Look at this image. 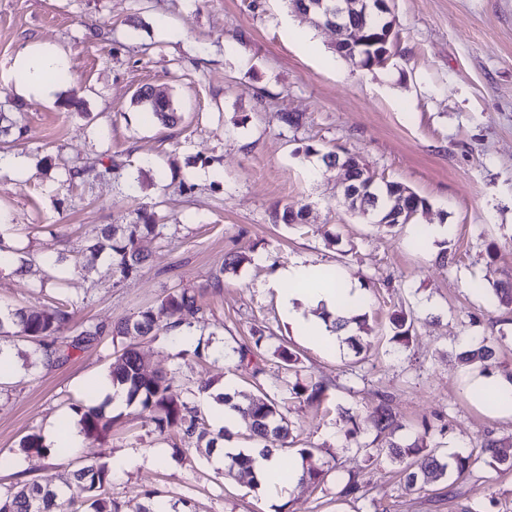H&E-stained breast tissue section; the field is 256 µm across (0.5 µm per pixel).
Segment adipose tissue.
I'll return each mask as SVG.
<instances>
[{
  "mask_svg": "<svg viewBox=\"0 0 512 512\" xmlns=\"http://www.w3.org/2000/svg\"><path fill=\"white\" fill-rule=\"evenodd\" d=\"M63 64L55 46H25L13 62L21 77L16 93L26 98H52L57 88L53 73ZM267 286L277 294L280 308L293 329L323 344L336 341L330 327L331 317L359 314L366 302L363 290L354 281L326 277L323 266L304 258L278 268ZM246 453L252 460V473L259 489L282 497L299 484L303 475L300 461H285L280 453L263 454L257 446L247 448Z\"/></svg>",
  "mask_w": 512,
  "mask_h": 512,
  "instance_id": "ef3b65f1",
  "label": "adipose tissue"
}]
</instances>
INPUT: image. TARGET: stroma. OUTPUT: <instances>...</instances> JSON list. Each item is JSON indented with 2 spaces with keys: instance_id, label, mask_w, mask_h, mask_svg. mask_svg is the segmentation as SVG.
I'll use <instances>...</instances> for the list:
<instances>
[{
  "instance_id": "35a3bbf8",
  "label": "stroma",
  "mask_w": 512,
  "mask_h": 512,
  "mask_svg": "<svg viewBox=\"0 0 512 512\" xmlns=\"http://www.w3.org/2000/svg\"><path fill=\"white\" fill-rule=\"evenodd\" d=\"M396 36L380 66L353 68L332 49L334 31L294 11L287 0H0V113H23L28 131L19 153L31 164L0 169V234L38 262L19 276L0 271V305L31 308L75 302V323L113 325L157 304L169 291L199 295L209 347L202 356L177 350L160 335L101 341L63 363L31 370L28 342H0L14 359L0 380V487L25 472L55 483L65 467L97 461L112 467V496L136 505L156 490L167 506L192 512H512V472L487 459L455 483L407 489L398 464L374 457L367 420L378 396L392 402L406 438L426 437L439 454L479 452L489 438L512 456V415L474 398L480 379L461 365L465 340L498 336L493 379L512 374V311L488 289L512 267V0H389ZM60 48L72 70L53 100L14 90L12 62L23 46ZM143 86L171 93L181 115L165 127L133 103ZM297 112L299 128L279 113ZM310 144L315 154H299ZM345 149L377 178L410 187L429 204L416 223L384 231L342 203L339 170L321 154ZM114 159L120 183L71 178L70 166ZM305 208L300 224L271 223L274 206ZM147 207L166 222L145 237L146 276L119 279L98 262L75 272L100 225L133 218ZM422 224H444L445 239L419 244ZM339 236L332 246L328 237ZM456 255L443 266L441 249ZM249 260L237 273L212 277L227 254ZM65 253L54 273L62 288L42 285L44 259ZM302 257L337 270L365 291V348L318 345L293 332L264 283ZM414 319V340H392L390 316ZM264 335L255 359L236 349L252 330ZM134 345L149 371L174 375L202 414L210 402L200 384L215 381L253 393L251 369L266 372L264 390L292 425L298 447L327 473L320 486L300 485L272 499L247 472L216 474L215 462L176 452L175 437L155 432L132 408L108 437L50 459L24 456L22 437L47 434L71 403L104 379L115 350ZM294 349L298 371L282 369L279 346ZM328 386L321 406L288 392L294 380ZM359 427L344 436L341 411ZM159 450L160 459L146 455ZM137 465L115 472L117 460ZM360 473L366 494L338 497L337 481Z\"/></svg>"
}]
</instances>
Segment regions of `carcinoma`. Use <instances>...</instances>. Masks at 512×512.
Listing matches in <instances>:
<instances>
[{"label":"carcinoma","mask_w":512,"mask_h":512,"mask_svg":"<svg viewBox=\"0 0 512 512\" xmlns=\"http://www.w3.org/2000/svg\"><path fill=\"white\" fill-rule=\"evenodd\" d=\"M352 22L364 29L367 37H373L377 31L393 26V21L385 20L382 15L367 11L352 18ZM134 103L143 106L164 126H173L181 116L173 105L172 98L164 92H155L151 87L140 88ZM326 167L339 164L353 169L357 157L347 151L328 152L322 155ZM120 164L113 159L84 165L73 170L74 177L104 178L119 173ZM363 180L374 182V189L381 194L382 213L379 228L391 230L390 218L400 207L401 201L415 200V212L427 206V201L418 196L409 187L395 181H377L370 170H365ZM164 224L157 212L141 208L136 212V219L126 224H107L100 228V236L85 248L86 262L75 267L80 274L89 273L95 262L106 258L112 270L121 279L138 277L145 268L146 256L141 253L139 243L146 236L162 235ZM247 261L243 253L228 254L224 266L213 276L221 280L226 272H236ZM11 262L14 272L24 274L33 259L29 252L10 244L0 234V263ZM492 292L497 304L512 307V274L492 285ZM203 308L198 303L195 292L188 289L174 290L164 296L158 307L147 306L140 309L131 318L112 327L114 336H152L161 331L177 328L191 330L198 321ZM166 315L168 322L159 324L160 315ZM74 303L58 300L53 303L30 309H10L0 313V339L22 337L32 344L30 365L49 367L66 361L70 351L80 349L100 339L106 331L102 323L82 324L73 327ZM392 342L406 347L413 337L414 321L402 312L392 317ZM458 357L466 366L479 369L480 373L490 375L497 367V351L493 342L482 339L462 350ZM114 386H122L127 391V403L136 405L145 422L154 425V430L161 434H180L184 439L196 442V451L210 459L221 454L224 445L225 429L216 432L210 430L207 419L191 406L184 392L176 384L174 377L157 372L147 373L143 370L141 357L132 347H126L114 356L107 374ZM200 391L217 404L241 414L249 423L252 436L260 439L272 438L286 441L290 437V427L285 416L280 412L276 399L266 393L247 395L239 391L233 393L220 390L208 383L200 386ZM327 388L322 384L307 385L295 382L289 392L297 399L314 404L323 400ZM71 411L78 418L80 432L88 438H98L109 433L116 419L105 414L102 406L80 401L71 404ZM372 426L378 432L389 431L393 435L401 429L396 416L389 405L382 401L369 415ZM19 451L25 455L56 457L65 454L64 448H52L44 443L38 433L24 436L19 444ZM302 460L303 482L318 486L325 482L327 472L310 463L312 452L308 448L296 449ZM481 454L488 456L505 470H512V459L500 454L498 442L488 440L482 445ZM386 456L393 463L403 466L405 483L415 488L442 479L458 478L470 471L476 463L473 455L458 454L452 460H443L437 456L435 449L424 441H391L386 447ZM110 473L106 465L91 462L67 469L60 473L56 485L43 484L35 479L20 480L0 490V512H73L75 501H81L84 512H123L122 504L112 499L108 490ZM337 494L341 498L359 499L363 496L362 484L358 476L348 475L338 486Z\"/></svg>","instance_id":"carcinoma-1"}]
</instances>
